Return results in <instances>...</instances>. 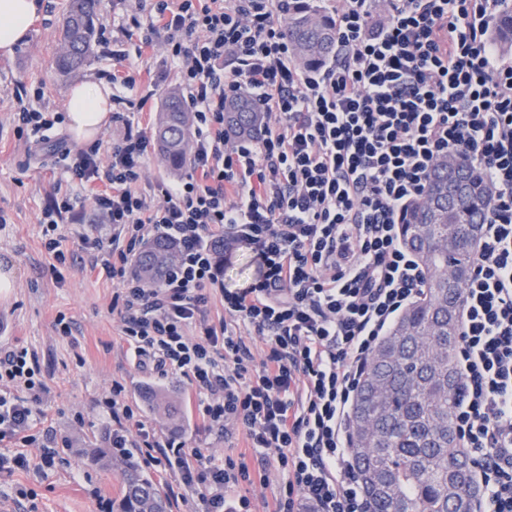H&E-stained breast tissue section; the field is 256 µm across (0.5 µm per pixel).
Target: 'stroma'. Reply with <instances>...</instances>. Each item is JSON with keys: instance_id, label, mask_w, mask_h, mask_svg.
<instances>
[{"instance_id": "obj_1", "label": "stroma", "mask_w": 512, "mask_h": 512, "mask_svg": "<svg viewBox=\"0 0 512 512\" xmlns=\"http://www.w3.org/2000/svg\"><path fill=\"white\" fill-rule=\"evenodd\" d=\"M45 10L32 26L27 40L9 56L0 54V266L12 265L14 285L0 292V319L6 330L0 346L22 344L37 351L43 379L50 389L34 422L36 430L53 428L68 437L69 447L55 451L51 468H30L0 475V512H95L101 499L118 501L124 493L120 465L98 469L80 462L87 444L107 447L112 421L102 401L113 384L124 388L130 404L142 407L147 425L162 436L177 437L190 448L212 449L215 457L246 454L250 468L266 467L268 482L249 492L257 512L272 501L285 474L275 461H261L247 452L243 432L231 439L210 435L202 427L190 402L187 386L175 379H160L135 368L121 339L120 320L112 312L113 285L90 268L91 249L84 237L99 236L98 224L65 221L61 226L66 265H57L46 251L38 223L54 186L64 181L52 143L17 138L11 125L13 93L20 86L42 91L41 105L66 112L69 91L87 80L110 85L115 95L129 100L133 91L113 84V50L125 51L126 70L136 71L141 85H158L163 94L178 90L177 77L157 48H141L139 39L120 33L123 20L145 15L149 0H102L96 25L99 40L90 61L80 70L60 74L55 59L60 26L68 0H44ZM155 99L140 117L147 133H154L163 101ZM70 324L71 335L60 333L58 318ZM156 390L170 393L183 418L172 428L164 414L147 410L145 395Z\"/></svg>"}]
</instances>
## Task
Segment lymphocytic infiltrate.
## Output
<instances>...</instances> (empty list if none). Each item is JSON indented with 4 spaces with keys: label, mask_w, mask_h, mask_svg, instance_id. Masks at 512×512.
I'll return each instance as SVG.
<instances>
[{
    "label": "lymphocytic infiltrate",
    "mask_w": 512,
    "mask_h": 512,
    "mask_svg": "<svg viewBox=\"0 0 512 512\" xmlns=\"http://www.w3.org/2000/svg\"><path fill=\"white\" fill-rule=\"evenodd\" d=\"M336 51L306 71L284 19L298 0H152L122 31L159 44L193 116L190 173L149 179L154 143L134 118L102 163L97 148L58 155L74 191L50 196L45 249L65 263L64 219L106 225L92 268L111 279L126 352L142 369L183 379L207 432H244L286 471L273 512H369L350 451V418L372 354L424 291L426 273L400 237L438 160L477 168L492 200L462 285L456 364L460 443L476 466V512H512V55L491 24L505 0H326ZM250 93L261 132L231 140L226 102ZM17 136L58 137L61 113L18 88ZM176 247L158 282L128 272L149 237ZM250 250L258 277L224 283L216 248ZM223 317L207 313L211 293ZM265 344L255 359L243 331ZM37 353L0 351V442L37 445L54 463V430L31 433L48 394ZM120 385L103 406L112 455L197 493L205 512H253L245 460L216 459L159 436Z\"/></svg>",
    "instance_id": "1"
}]
</instances>
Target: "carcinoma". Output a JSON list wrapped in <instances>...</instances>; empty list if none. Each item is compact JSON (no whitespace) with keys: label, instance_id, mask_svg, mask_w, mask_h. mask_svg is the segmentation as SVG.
I'll return each mask as SVG.
<instances>
[{"label":"carcinoma","instance_id":"obj_1","mask_svg":"<svg viewBox=\"0 0 512 512\" xmlns=\"http://www.w3.org/2000/svg\"><path fill=\"white\" fill-rule=\"evenodd\" d=\"M98 0H69L61 26L62 49L56 68L62 74L81 69L96 45L95 16ZM285 38L296 51L297 65L316 69L335 51V27L331 17L301 5L288 14ZM497 44L512 51V3L505 5L494 25ZM225 124L235 134L256 135L262 127L261 113L248 98L228 106ZM192 113L182 97L171 92L166 97L155 127L157 152L171 170L188 163ZM455 164L438 162L425 198L411 206L401 224L404 243L420 257L426 269V289L422 297L397 320L395 327L379 344L393 341L403 346L405 358L386 364L378 356L371 358L365 378H385L389 396L381 403L365 397L366 388L357 396L352 417L366 411L374 418L379 433L378 448H352L357 473L364 486L378 479L389 487L386 492H367L371 512H473L478 492L470 482V458L458 448L454 426L458 393L462 384L455 364L459 338L461 288L447 293L441 275L451 267H469L472 249L462 241L450 249L433 250L432 260L423 257L430 248L419 225L431 223L430 204L438 202L443 211L442 224L432 229L440 237L443 225H458L459 235L466 225L482 224L490 206L491 193L478 171L460 155ZM456 183L458 195L448 197V181ZM174 258L172 244L155 239L136 256L135 273L154 282L170 268ZM149 404L164 411L176 424L180 416L173 412L171 398L154 392ZM82 463L112 466V456L89 448ZM124 496L118 512H167L165 498L157 485L130 459L121 460Z\"/></svg>","mask_w":512,"mask_h":512}]
</instances>
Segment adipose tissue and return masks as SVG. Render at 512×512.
I'll return each instance as SVG.
<instances>
[{
  "mask_svg": "<svg viewBox=\"0 0 512 512\" xmlns=\"http://www.w3.org/2000/svg\"><path fill=\"white\" fill-rule=\"evenodd\" d=\"M44 5L42 0H0V53L11 55L22 44ZM110 89L88 80L72 88L67 101L69 130L81 142L95 139L108 125Z\"/></svg>",
  "mask_w": 512,
  "mask_h": 512,
  "instance_id": "1",
  "label": "adipose tissue"
}]
</instances>
